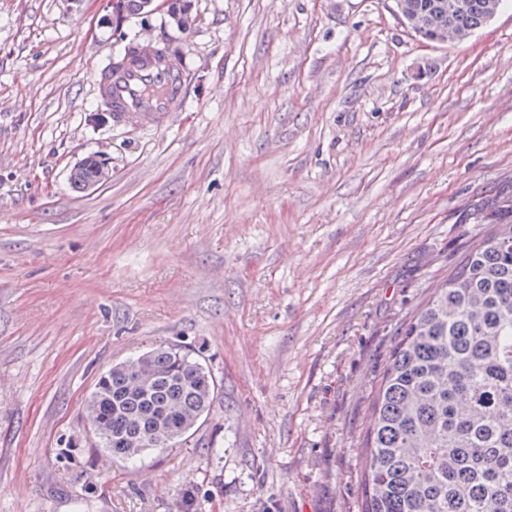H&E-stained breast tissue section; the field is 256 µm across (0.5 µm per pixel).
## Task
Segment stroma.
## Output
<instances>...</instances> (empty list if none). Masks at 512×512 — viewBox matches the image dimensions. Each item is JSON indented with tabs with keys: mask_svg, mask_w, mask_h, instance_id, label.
<instances>
[{
	"mask_svg": "<svg viewBox=\"0 0 512 512\" xmlns=\"http://www.w3.org/2000/svg\"><path fill=\"white\" fill-rule=\"evenodd\" d=\"M391 5L190 0L186 102L131 125L91 119L104 0H0V512H358L400 328L512 195V0L447 46ZM160 344L210 410L111 459L87 400ZM97 160V165L99 167V170L101 172V175L103 177L106 176V173H108V158L105 157L104 153H98L97 155L89 156L80 161L78 166L75 168V171L79 168H82L87 161L90 159V161L79 171L75 172L71 175V181L74 184V186L78 189H84L85 185L89 182H94L99 180V173L96 166V163L93 159ZM99 182L97 183H89L86 185L85 189L90 190L95 188Z\"/></svg>",
	"mask_w": 512,
	"mask_h": 512,
	"instance_id": "obj_1",
	"label": "stroma"
}]
</instances>
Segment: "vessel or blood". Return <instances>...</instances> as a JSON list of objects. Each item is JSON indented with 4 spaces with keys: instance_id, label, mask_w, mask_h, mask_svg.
Wrapping results in <instances>:
<instances>
[{
    "instance_id": "obj_1",
    "label": "vessel or blood",
    "mask_w": 512,
    "mask_h": 512,
    "mask_svg": "<svg viewBox=\"0 0 512 512\" xmlns=\"http://www.w3.org/2000/svg\"><path fill=\"white\" fill-rule=\"evenodd\" d=\"M141 59V64L112 76L109 88L122 111L138 113L151 123L162 113L181 108L185 86L174 66L158 61L155 53L142 52Z\"/></svg>"
}]
</instances>
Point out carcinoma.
I'll use <instances>...</instances> for the list:
<instances>
[{"instance_id": "carcinoma-1", "label": "carcinoma", "mask_w": 512, "mask_h": 512, "mask_svg": "<svg viewBox=\"0 0 512 512\" xmlns=\"http://www.w3.org/2000/svg\"><path fill=\"white\" fill-rule=\"evenodd\" d=\"M441 0H404L424 36L473 34L487 0L448 15ZM99 180L95 161L71 175ZM404 321L370 402L357 453L360 512H512V198ZM216 381L193 353L158 346L113 365L87 402L98 446L135 463L167 450L209 412Z\"/></svg>"}]
</instances>
